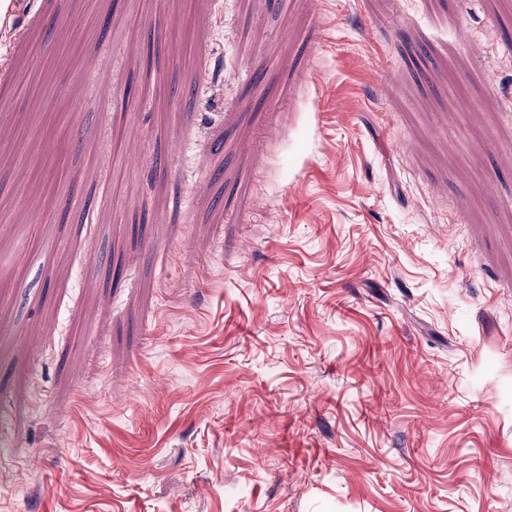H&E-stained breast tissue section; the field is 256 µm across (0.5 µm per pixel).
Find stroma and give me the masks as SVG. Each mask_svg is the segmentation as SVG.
Masks as SVG:
<instances>
[{"label":"stroma","mask_w":512,"mask_h":512,"mask_svg":"<svg viewBox=\"0 0 512 512\" xmlns=\"http://www.w3.org/2000/svg\"><path fill=\"white\" fill-rule=\"evenodd\" d=\"M509 34L512 0H0V512H512ZM42 55L62 155L14 134Z\"/></svg>","instance_id":"obj_1"}]
</instances>
